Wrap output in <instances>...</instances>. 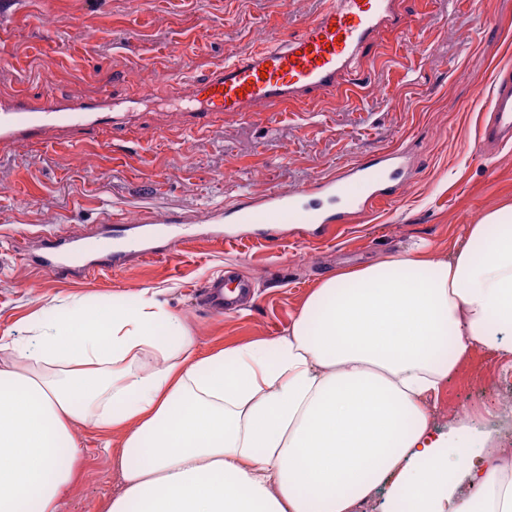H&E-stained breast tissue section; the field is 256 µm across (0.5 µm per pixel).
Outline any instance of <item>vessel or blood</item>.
<instances>
[{
    "label": "vessel or blood",
    "instance_id": "vessel-or-blood-1",
    "mask_svg": "<svg viewBox=\"0 0 512 512\" xmlns=\"http://www.w3.org/2000/svg\"><path fill=\"white\" fill-rule=\"evenodd\" d=\"M401 22L398 0H325L322 10L296 35L248 55L230 56L208 80L194 86L195 117L253 112L316 92L346 95L356 81L365 46L385 28ZM108 104L105 98L77 105L23 96L0 101V145H47L57 134L94 128L100 122V110ZM492 114L481 136L483 146L512 143V84L496 85ZM405 162V153L391 147L371 160L343 163L310 184V194L344 201L343 210L336 213L303 206L299 193L273 192L227 206L223 219L256 226L271 240L278 238L285 224H301L307 233L318 234L346 222L354 211L393 198L403 183ZM80 248L78 239L52 235L45 238L39 261L61 276H77L82 269L71 258ZM250 294L251 285L243 279L229 293L220 277L207 280L199 289L210 311L220 314L233 311Z\"/></svg>",
    "mask_w": 512,
    "mask_h": 512
}]
</instances>
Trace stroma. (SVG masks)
Listing matches in <instances>:
<instances>
[{"mask_svg":"<svg viewBox=\"0 0 512 512\" xmlns=\"http://www.w3.org/2000/svg\"><path fill=\"white\" fill-rule=\"evenodd\" d=\"M323 0H0V99L19 95L76 101L108 95L127 118L104 120L89 142L0 148V336L21 338L28 322L73 299L133 302L145 288L179 315L202 348L282 335L310 288L337 271L405 251L422 241L436 253L464 239L466 225L512 201V145L477 156L497 79L512 75V0H400L405 23L363 52L349 100L262 108L212 117L199 133L179 82L206 80L226 57L290 37ZM94 32L82 38L81 30ZM401 147L407 181L394 200L353 216L341 230L278 243L240 226L241 242L214 238L212 213L241 197L294 192L339 164ZM87 157L85 166L72 163ZM117 215L105 223L106 215ZM162 217L170 259H130L115 268L83 256L86 278H64L32 262L43 236L97 234L115 245L132 220ZM26 251H19V244ZM307 261H299V254ZM235 271L254 301L234 314L202 308L204 280ZM512 360L476 352L432 402L431 425L448 429L458 402L486 423L499 416L493 390ZM85 453L60 512H105L120 487L102 438L77 430Z\"/></svg>","mask_w":512,"mask_h":512,"instance_id":"1","label":"stroma"}]
</instances>
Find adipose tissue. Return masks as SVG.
Segmentation results:
<instances>
[{"label":"adipose tissue","instance_id":"1","mask_svg":"<svg viewBox=\"0 0 512 512\" xmlns=\"http://www.w3.org/2000/svg\"><path fill=\"white\" fill-rule=\"evenodd\" d=\"M492 250H485L487 240ZM512 205L445 255L414 243L307 295L283 336L205 353L144 290L0 337V512H58L83 449L122 435L107 512H512L481 416L428 402L475 352L512 357Z\"/></svg>","mask_w":512,"mask_h":512}]
</instances>
